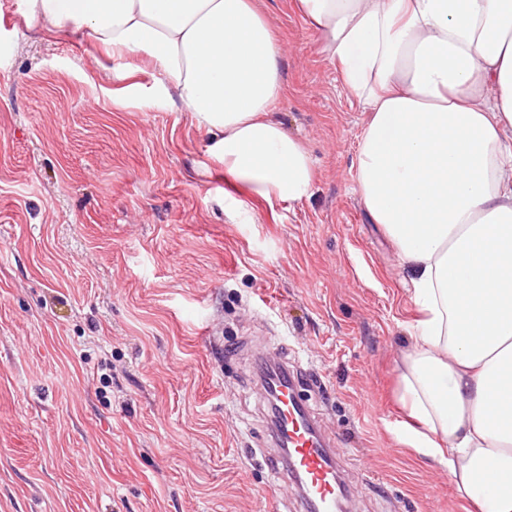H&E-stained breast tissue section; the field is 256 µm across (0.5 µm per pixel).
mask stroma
<instances>
[{"label": "stroma", "mask_w": 512, "mask_h": 512, "mask_svg": "<svg viewBox=\"0 0 512 512\" xmlns=\"http://www.w3.org/2000/svg\"><path fill=\"white\" fill-rule=\"evenodd\" d=\"M311 195L226 175L164 76L0 0V512H301L268 466L258 359L306 372L347 512H465L401 434L410 273L355 193L369 114L296 0H260Z\"/></svg>", "instance_id": "1"}]
</instances>
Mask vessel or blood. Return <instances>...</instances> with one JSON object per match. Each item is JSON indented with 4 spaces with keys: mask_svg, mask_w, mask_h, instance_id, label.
<instances>
[{
    "mask_svg": "<svg viewBox=\"0 0 512 512\" xmlns=\"http://www.w3.org/2000/svg\"><path fill=\"white\" fill-rule=\"evenodd\" d=\"M258 374L268 396L276 403L272 430L275 447L272 468L286 472L298 485L307 512H336L342 483L336 461V442L324 435L300 393L304 373L287 360L263 357Z\"/></svg>",
    "mask_w": 512,
    "mask_h": 512,
    "instance_id": "1",
    "label": "vessel or blood"
}]
</instances>
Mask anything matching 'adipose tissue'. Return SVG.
<instances>
[{
	"mask_svg": "<svg viewBox=\"0 0 512 512\" xmlns=\"http://www.w3.org/2000/svg\"><path fill=\"white\" fill-rule=\"evenodd\" d=\"M370 119L356 191L421 314L400 367L412 447L476 512H512V0H298ZM26 28L145 58L225 174L298 202L315 179L271 119L281 43L257 0H21Z\"/></svg>",
	"mask_w": 512,
	"mask_h": 512,
	"instance_id": "ef3b65f1",
	"label": "adipose tissue"
}]
</instances>
